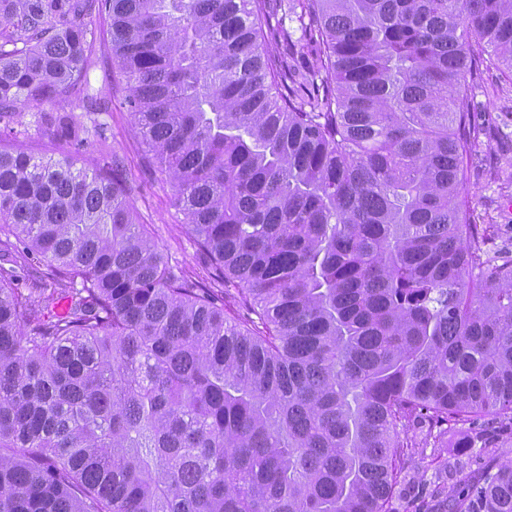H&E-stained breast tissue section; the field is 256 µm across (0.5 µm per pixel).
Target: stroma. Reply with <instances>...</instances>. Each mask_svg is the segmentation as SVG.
I'll use <instances>...</instances> for the list:
<instances>
[{
	"label": "stroma",
	"mask_w": 512,
	"mask_h": 512,
	"mask_svg": "<svg viewBox=\"0 0 512 512\" xmlns=\"http://www.w3.org/2000/svg\"><path fill=\"white\" fill-rule=\"evenodd\" d=\"M92 91L111 90L110 111L99 114L107 126V144L90 143L85 157L96 158L101 148L119 154L126 174L138 190L132 204L172 261L198 272L203 267L184 216L175 206L169 189L156 182L144 163L143 147L124 103L122 78L108 52L97 53L88 67ZM477 109L474 122L481 134L472 158L464 166V195L473 223L487 225L490 250L512 258V79L497 68L484 71L472 84ZM467 429L449 432L445 447L428 448L406 465L402 489L391 504L392 512H433L435 493L456 479L475 473L478 458L501 461L512 452V437L490 435L481 451H469L462 442Z\"/></svg>",
	"instance_id": "35a3bbf8"
}]
</instances>
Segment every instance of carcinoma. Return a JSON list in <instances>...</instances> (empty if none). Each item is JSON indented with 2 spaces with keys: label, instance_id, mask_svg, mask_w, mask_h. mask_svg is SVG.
Segmentation results:
<instances>
[{
  "label": "carcinoma",
  "instance_id": "1",
  "mask_svg": "<svg viewBox=\"0 0 512 512\" xmlns=\"http://www.w3.org/2000/svg\"><path fill=\"white\" fill-rule=\"evenodd\" d=\"M5 33L0 122L64 152L0 146V512H390L419 449L512 426V262L463 182L512 0H0ZM103 47L203 279L68 153L106 142ZM447 509L512 512V459Z\"/></svg>",
  "mask_w": 512,
  "mask_h": 512
}]
</instances>
